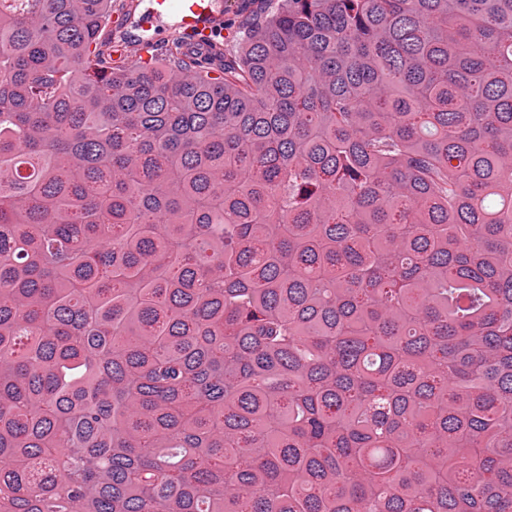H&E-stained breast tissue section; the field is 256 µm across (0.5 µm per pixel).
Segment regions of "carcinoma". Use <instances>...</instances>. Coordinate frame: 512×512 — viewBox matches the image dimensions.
<instances>
[{"label":"carcinoma","instance_id":"carcinoma-1","mask_svg":"<svg viewBox=\"0 0 512 512\" xmlns=\"http://www.w3.org/2000/svg\"><path fill=\"white\" fill-rule=\"evenodd\" d=\"M111 14L0 0V512H512V0ZM170 1L168 10L160 17L153 14L152 8L156 3L162 8L165 0L113 1L112 16L102 36L106 42L103 49L108 50L116 62L127 55L129 59H135L134 52L137 58L149 60L161 57L173 39L184 37L189 48L208 58L210 67L219 69L223 67L224 58L237 57L246 28L264 19L276 6L275 1L269 0H215L216 16L209 30L208 20L214 13V4L209 0H187L182 19L189 22L192 29L186 32L203 36L210 32L207 38L198 41L178 25L181 0Z\"/></svg>","mask_w":512,"mask_h":512}]
</instances>
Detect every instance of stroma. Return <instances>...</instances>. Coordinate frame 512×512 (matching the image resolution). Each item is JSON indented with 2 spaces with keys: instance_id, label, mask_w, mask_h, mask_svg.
I'll list each match as a JSON object with an SVG mask.
<instances>
[{
  "instance_id": "35a3bbf8",
  "label": "stroma",
  "mask_w": 512,
  "mask_h": 512,
  "mask_svg": "<svg viewBox=\"0 0 512 512\" xmlns=\"http://www.w3.org/2000/svg\"><path fill=\"white\" fill-rule=\"evenodd\" d=\"M155 0H114L112 16L103 32L108 52L148 59L161 57L167 44L184 38L189 48L205 56L212 68L237 57L246 28L268 16L273 0H215V17L207 38L199 40L180 27V0H171L162 16H155Z\"/></svg>"
}]
</instances>
